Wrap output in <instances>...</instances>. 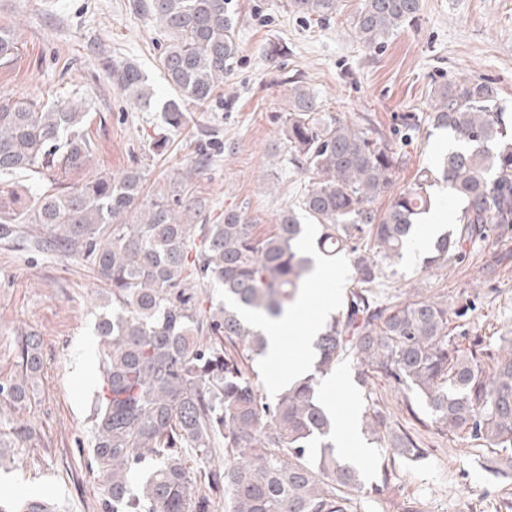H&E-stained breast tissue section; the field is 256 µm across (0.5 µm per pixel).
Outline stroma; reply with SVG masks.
Instances as JSON below:
<instances>
[{"instance_id":"obj_1","label":"stroma","mask_w":512,"mask_h":512,"mask_svg":"<svg viewBox=\"0 0 512 512\" xmlns=\"http://www.w3.org/2000/svg\"><path fill=\"white\" fill-rule=\"evenodd\" d=\"M343 2L342 14L319 20L292 13L288 0H230L236 61L215 100L193 108L191 127L174 131L163 121L162 105L173 92L159 64L157 31L134 0H0V27L14 31L19 48L12 62L0 64V93L59 102L86 97L93 171L118 175L138 167L146 175V195L178 184L187 198L201 200L200 223H220L225 210L234 209L264 226L297 207L308 184L288 162L277 120L288 108L285 77L316 90L324 111L369 119L389 136L399 133L404 113L428 117L435 90L462 77L493 82L512 108V0H422L418 18L376 48L355 41L348 29L345 14L358 0ZM107 58L142 70L154 91L150 109L113 85L102 67ZM203 135L210 145L199 167ZM397 148L400 191L422 168L435 166L448 142L445 133L425 125ZM501 249H512V236L466 247L462 261L439 268L425 267L423 253L408 250L375 289L385 302L413 289L447 302L450 310L466 307L453 321L458 333L494 342L512 336V267L485 271L488 257ZM326 265L333 277L309 283L308 304L316 306L335 288L336 304L344 306L352 266L343 256ZM98 288L85 263L0 241V381L20 372V337L40 336L43 353L23 412L37 437L15 454L10 473L0 472V482L19 497L51 496L62 512H101L103 487L88 453L100 313L90 297ZM334 376L343 430L360 429L372 397L425 450L417 460L395 459L391 481L372 499L371 512H395L403 501L417 512H512V470L493 468L501 449L421 424L383 377L361 388L345 362Z\"/></svg>"}]
</instances>
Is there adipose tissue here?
I'll return each mask as SVG.
<instances>
[{
	"mask_svg": "<svg viewBox=\"0 0 512 512\" xmlns=\"http://www.w3.org/2000/svg\"><path fill=\"white\" fill-rule=\"evenodd\" d=\"M336 297V292H328L319 307L313 311L309 310L306 302H298L287 314L276 320L254 313L248 314L247 319L252 326L262 330L266 336L267 348L261 360L268 368L269 385L278 387L285 380H295L307 373L311 365V360L307 357L296 359L284 372L278 371L277 365L291 330H300L306 336L317 335L327 318L335 313Z\"/></svg>",
	"mask_w": 512,
	"mask_h": 512,
	"instance_id": "obj_1",
	"label": "adipose tissue"
}]
</instances>
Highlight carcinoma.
I'll return each mask as SVG.
<instances>
[{
    "instance_id": "1",
    "label": "carcinoma",
    "mask_w": 512,
    "mask_h": 512,
    "mask_svg": "<svg viewBox=\"0 0 512 512\" xmlns=\"http://www.w3.org/2000/svg\"><path fill=\"white\" fill-rule=\"evenodd\" d=\"M227 0H136L164 37L159 63L178 95L165 123H187L183 103L214 99L237 55ZM341 0H288L305 17L327 18ZM421 0H360L348 18L356 41L377 46L420 14ZM18 54L0 27V61ZM117 88L148 107L152 93L132 64L103 62ZM88 104L40 102L0 94V178L27 174V195L0 190V239L56 251L86 263L98 297L100 379L92 413L90 467L105 490L101 512H364L383 491L363 467L336 449V416L319 400L322 380L344 360L356 383L389 379L414 417L442 434L512 448V336L495 345L473 338L462 349L448 306L419 295L385 303L374 286L400 259L432 188L444 184L464 206L437 239L425 265L463 258L467 245L512 233V115L488 81L441 86L428 123L452 134L456 147L380 211L402 157L396 142L371 127L325 112L298 81L279 116L289 163L308 179L298 209L320 226L325 257L343 254L355 273L341 313L317 336L313 371L269 397L250 363L264 334L241 311L279 318L314 269L307 226L294 209L267 230L236 210L220 224H197L199 206L176 186L144 198V174L96 173L77 184L95 150L87 136ZM20 376L0 382V402L27 406L43 367L41 339L19 341ZM423 406L418 413L409 398ZM364 435L388 457L424 456L371 400ZM34 426L0 416V461L32 443ZM152 466L137 486L135 469ZM0 512H59L57 503L0 497Z\"/></svg>"
}]
</instances>
